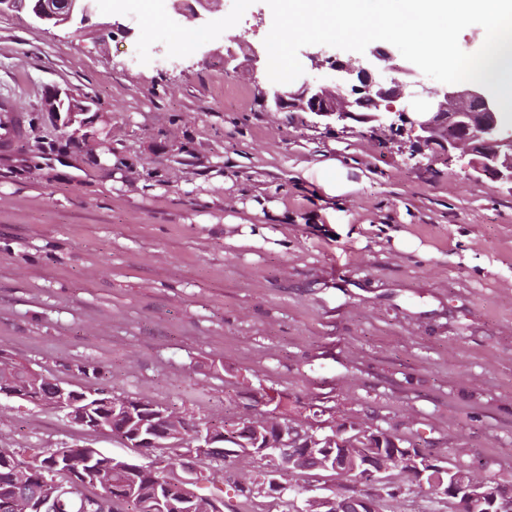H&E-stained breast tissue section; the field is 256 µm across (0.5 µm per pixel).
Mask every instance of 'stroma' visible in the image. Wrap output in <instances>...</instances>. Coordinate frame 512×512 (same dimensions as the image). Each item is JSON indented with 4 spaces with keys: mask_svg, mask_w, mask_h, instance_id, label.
<instances>
[{
    "mask_svg": "<svg viewBox=\"0 0 512 512\" xmlns=\"http://www.w3.org/2000/svg\"><path fill=\"white\" fill-rule=\"evenodd\" d=\"M271 26L264 0L204 26L178 0L0 15V92L25 116L0 152V350L197 417L270 393L317 435L384 429L512 485V191L405 131L270 111L245 56ZM51 88L93 102L75 139L42 110ZM233 218L287 247L225 244ZM74 445L122 451L0 399V449Z\"/></svg>",
    "mask_w": 512,
    "mask_h": 512,
    "instance_id": "35a3bbf8",
    "label": "stroma"
}]
</instances>
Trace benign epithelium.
<instances>
[{"label":"benign epithelium","mask_w":512,"mask_h":512,"mask_svg":"<svg viewBox=\"0 0 512 512\" xmlns=\"http://www.w3.org/2000/svg\"><path fill=\"white\" fill-rule=\"evenodd\" d=\"M98 0H0V15L9 12L28 11L41 23L55 26L80 20L84 23L96 13ZM187 19L197 21L205 18L216 0H179ZM315 66L326 65L332 71V85L317 84L305 80L297 87L276 89L270 97L271 105L279 111L299 110L307 112L324 125L347 119L372 128L399 131L409 129L418 142L432 146L442 155H452L464 150L472 155L470 167L479 174L490 176L508 186L512 191V127L501 121V112L494 97L481 85L467 84L463 89L454 86L438 93L437 103L410 116L407 109L397 110L394 102L409 97H420V82L400 83L396 80L382 82L378 76L383 72L381 63L389 58V51L376 47L370 54L348 61L320 49L307 53ZM91 100L77 96L67 90L53 88L44 98L43 111L50 113L67 129L79 121V116L91 110ZM16 365L0 353V398L30 401L38 407L51 408L88 432L112 436L131 450L127 456H112L98 448L86 452L78 461L69 449L58 451L53 469L35 466L30 459L20 460L1 451L9 459L20 481L31 478L38 481L44 496L35 495L26 499H7L0 505L12 512H54L57 500L67 495L74 487L87 482L86 471L118 466L120 469H142L139 457L144 449L178 448L179 438L186 417L170 408L149 403L142 399H114L104 390H75L65 380L54 376L44 377L35 369L30 372L44 377L46 393L33 395L30 386L17 381ZM122 418L131 416L134 410L153 413L159 424L134 435L126 428L112 423L104 424L96 418L95 409L100 406ZM237 436L246 438L242 442L257 455L273 458L268 479L262 488L267 497H277L283 487L282 479L289 477L301 480L309 473L321 469L318 462L320 450L336 449V471L348 468V448H378L380 452L365 457L364 477L345 491H332L327 495L304 496L297 505V512H379L380 502L386 492L395 487V479L402 477L398 467L407 464L406 471L413 482H418L425 471L443 473L449 471L446 460L431 455L420 448H404L394 438L386 439L372 428L343 421L336 424L333 434L323 438L304 430L288 417L275 411L263 417L257 413L247 414L227 426ZM197 446L180 453L182 475L169 478L163 484L150 512H168L180 506L186 512H222V506L212 499L202 498L195 491L201 469V457L214 456L224 451V436L206 425L198 428ZM67 474L69 482L60 483L54 477L55 470ZM454 512H512V486L504 485L491 477H479L468 473L461 481H452L440 490Z\"/></svg>","instance_id":"benign-epithelium-1"}]
</instances>
